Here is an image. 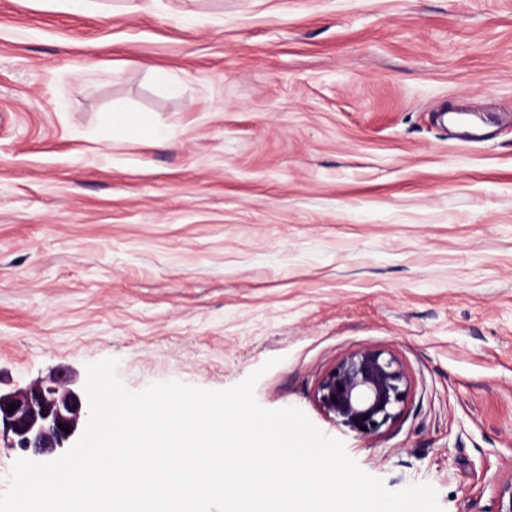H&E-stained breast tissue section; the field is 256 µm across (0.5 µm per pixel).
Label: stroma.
Segmentation results:
<instances>
[{
    "instance_id": "stroma-1",
    "label": "stroma",
    "mask_w": 512,
    "mask_h": 512,
    "mask_svg": "<svg viewBox=\"0 0 512 512\" xmlns=\"http://www.w3.org/2000/svg\"><path fill=\"white\" fill-rule=\"evenodd\" d=\"M375 347L411 391L361 436L315 401ZM302 409L397 491L512 479V0H0V390Z\"/></svg>"
}]
</instances>
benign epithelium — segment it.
Listing matches in <instances>:
<instances>
[{
    "label": "benign epithelium",
    "mask_w": 512,
    "mask_h": 512,
    "mask_svg": "<svg viewBox=\"0 0 512 512\" xmlns=\"http://www.w3.org/2000/svg\"><path fill=\"white\" fill-rule=\"evenodd\" d=\"M410 390V378L397 357L364 347L344 354L325 373L315 400L337 424L374 435L399 418ZM84 403L66 371L56 373L48 385L0 394V440L32 456L49 457L75 435ZM10 404L17 409L8 410ZM63 426L70 432L62 431ZM494 512H512V479L500 487Z\"/></svg>",
    "instance_id": "obj_1"
}]
</instances>
